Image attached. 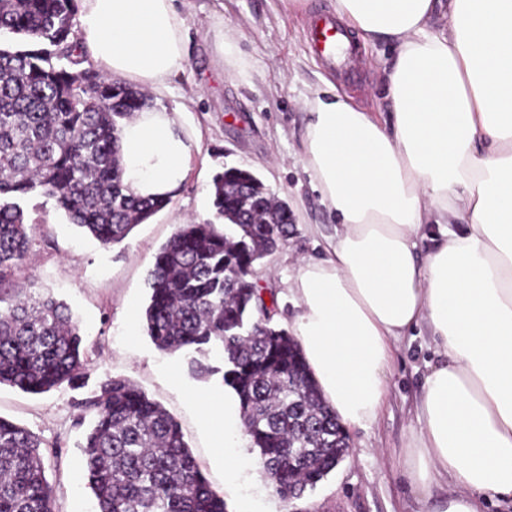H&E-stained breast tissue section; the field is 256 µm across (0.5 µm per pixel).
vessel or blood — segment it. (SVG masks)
<instances>
[{
    "label": "vessel or blood",
    "instance_id": "vessel-or-blood-1",
    "mask_svg": "<svg viewBox=\"0 0 512 512\" xmlns=\"http://www.w3.org/2000/svg\"><path fill=\"white\" fill-rule=\"evenodd\" d=\"M308 44L311 51L340 76L347 78L352 75L356 45L351 35L334 17L324 12L316 13L312 17Z\"/></svg>",
    "mask_w": 512,
    "mask_h": 512
}]
</instances>
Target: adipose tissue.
Wrapping results in <instances>:
<instances>
[{
  "instance_id": "obj_1",
  "label": "adipose tissue",
  "mask_w": 512,
  "mask_h": 512,
  "mask_svg": "<svg viewBox=\"0 0 512 512\" xmlns=\"http://www.w3.org/2000/svg\"><path fill=\"white\" fill-rule=\"evenodd\" d=\"M337 18L393 61L381 123L318 87L304 153L337 222L326 258L289 280L293 332L326 402L364 428L387 396L393 345L424 329L436 358L403 450L412 485L451 484L429 512H483L512 500V0H334ZM85 46L107 75L154 92L184 71L177 0H80ZM123 182L173 197L192 142L152 105L119 134ZM431 240L426 257L421 241ZM203 413L236 477L242 424L209 395Z\"/></svg>"
}]
</instances>
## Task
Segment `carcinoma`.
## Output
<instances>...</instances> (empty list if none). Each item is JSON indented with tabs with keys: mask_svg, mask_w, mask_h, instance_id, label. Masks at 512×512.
Listing matches in <instances>:
<instances>
[{
	"mask_svg": "<svg viewBox=\"0 0 512 512\" xmlns=\"http://www.w3.org/2000/svg\"><path fill=\"white\" fill-rule=\"evenodd\" d=\"M78 2L0 0V37L24 40L0 46V385L35 395L79 385L86 349L65 302L15 283L31 246L23 204L52 200L107 246L169 203L126 191L119 133L148 98L95 67L75 30ZM211 194L230 231L177 226L155 255L143 328L163 352L222 356V367L192 360L194 373L221 375L273 491L299 499L343 460L349 437L257 280L292 214L245 169L216 174ZM77 406L93 415L82 453L98 512H227L178 421L134 383L108 378ZM0 512H54L40 438L2 416Z\"/></svg>",
	"mask_w": 512,
	"mask_h": 512,
	"instance_id": "carcinoma-1",
	"label": "carcinoma"
}]
</instances>
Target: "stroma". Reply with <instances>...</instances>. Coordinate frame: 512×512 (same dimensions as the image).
<instances>
[{"instance_id":"1","label":"stroma","mask_w":512,"mask_h":512,"mask_svg":"<svg viewBox=\"0 0 512 512\" xmlns=\"http://www.w3.org/2000/svg\"><path fill=\"white\" fill-rule=\"evenodd\" d=\"M180 8L189 33L187 65L171 91L154 94L153 102L176 111L182 131L194 142L188 176L165 209L110 247L72 224L53 203L30 211V252L16 279L68 304L88 363L79 388L64 385L33 395L0 385V416L40 437L54 512H95L80 448L90 421L80 418L76 403L110 377L130 380L177 419L227 512H426L400 456L419 429L414 402L424 364L434 357L427 337L404 338L395 348L386 402L368 427L349 429L350 455L301 499L286 502L260 471L225 479L198 397L225 396L226 411L233 416L237 407L230 389L220 376L194 375L191 352L158 350L141 325L155 254L178 224L214 221L212 178L239 167L258 176L293 213V234L257 267L261 285L276 291L274 325L292 329L298 310L287 279L300 259L324 257L326 239L336 229L305 169L309 115L303 100L328 80L338 94L376 119L388 118L382 107L390 65L384 46L361 42L357 86L337 80L307 46L312 15L332 11V0H304L296 10L284 0H180ZM221 29L235 33L247 77L223 69L215 38Z\"/></svg>"}]
</instances>
